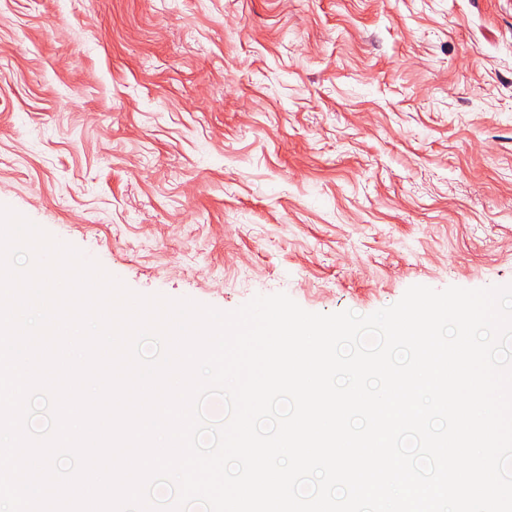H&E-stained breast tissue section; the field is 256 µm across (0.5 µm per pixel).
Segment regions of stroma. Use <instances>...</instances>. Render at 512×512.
I'll use <instances>...</instances> for the list:
<instances>
[{"label": "stroma", "instance_id": "stroma-1", "mask_svg": "<svg viewBox=\"0 0 512 512\" xmlns=\"http://www.w3.org/2000/svg\"><path fill=\"white\" fill-rule=\"evenodd\" d=\"M0 205L223 311L512 284V0H0Z\"/></svg>", "mask_w": 512, "mask_h": 512}]
</instances>
